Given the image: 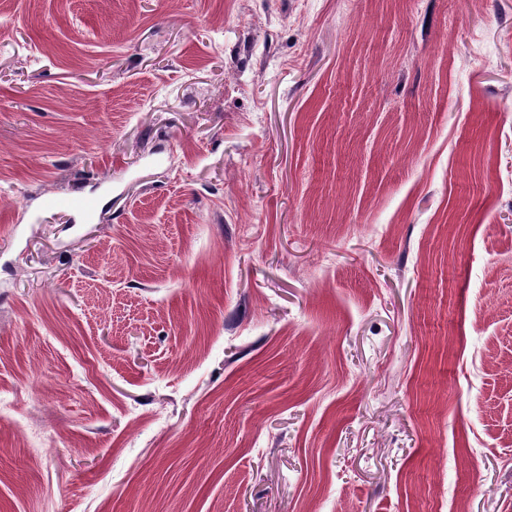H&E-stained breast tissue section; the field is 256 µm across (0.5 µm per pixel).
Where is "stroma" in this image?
<instances>
[{
    "label": "stroma",
    "instance_id": "obj_1",
    "mask_svg": "<svg viewBox=\"0 0 512 512\" xmlns=\"http://www.w3.org/2000/svg\"><path fill=\"white\" fill-rule=\"evenodd\" d=\"M461 499L512 512V0H0V512ZM46 209L68 213L73 221L87 222L95 218L99 209V196L94 192L77 197H53L43 202Z\"/></svg>",
    "mask_w": 512,
    "mask_h": 512
}]
</instances>
